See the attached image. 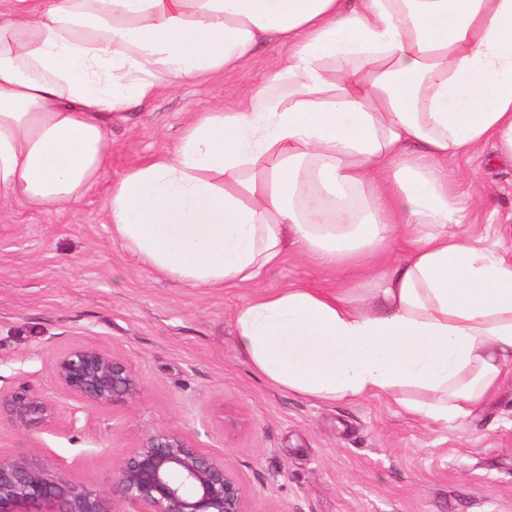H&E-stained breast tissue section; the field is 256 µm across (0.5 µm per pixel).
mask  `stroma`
Listing matches in <instances>:
<instances>
[{"mask_svg": "<svg viewBox=\"0 0 512 512\" xmlns=\"http://www.w3.org/2000/svg\"><path fill=\"white\" fill-rule=\"evenodd\" d=\"M288 46L260 49L217 79L163 88L113 117L111 163L65 214L0 209V390L25 383L77 411L68 428L25 432L0 418V453L72 462L70 475L106 486L120 461L159 427L178 429L224 460L249 512H512V379L484 408L446 426L383 396L321 401L273 388L240 352L234 311L291 284L362 298L366 273L327 271L293 255L253 284L190 288L157 276L104 220L108 185L171 148L186 116L230 107L261 86ZM472 224H499L487 244L512 251V162L493 145L452 157ZM75 346L112 351L135 371L136 396L107 409L58 390L52 358Z\"/></svg>", "mask_w": 512, "mask_h": 512, "instance_id": "1", "label": "stroma"}]
</instances>
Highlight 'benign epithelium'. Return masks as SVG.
Masks as SVG:
<instances>
[{"instance_id": "1", "label": "benign epithelium", "mask_w": 512, "mask_h": 512, "mask_svg": "<svg viewBox=\"0 0 512 512\" xmlns=\"http://www.w3.org/2000/svg\"><path fill=\"white\" fill-rule=\"evenodd\" d=\"M51 371L63 393L97 408L125 402L138 388L127 363L94 346L56 355ZM0 406L27 431L49 428L60 415L50 397L25 383L0 393ZM117 501L131 512H248L244 489L224 463L175 429L149 432L121 459L107 489L66 478L25 453L0 454V512H117Z\"/></svg>"}]
</instances>
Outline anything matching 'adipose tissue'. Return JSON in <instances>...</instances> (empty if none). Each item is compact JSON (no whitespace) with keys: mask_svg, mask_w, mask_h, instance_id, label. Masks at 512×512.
<instances>
[{"mask_svg":"<svg viewBox=\"0 0 512 512\" xmlns=\"http://www.w3.org/2000/svg\"><path fill=\"white\" fill-rule=\"evenodd\" d=\"M272 43L291 51L263 85L112 182L114 237L192 288L290 252L368 270L358 303L291 284L241 304L253 369L434 425L471 415L512 377V252L465 230L441 162L489 141L512 157V0H0V205L70 211L113 117Z\"/></svg>","mask_w":512,"mask_h":512,"instance_id":"1","label":"adipose tissue"}]
</instances>
